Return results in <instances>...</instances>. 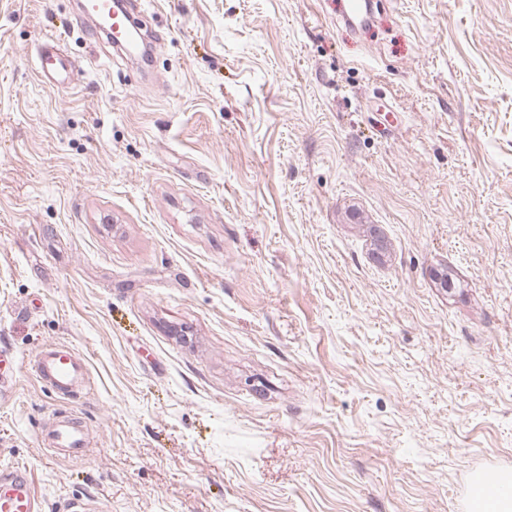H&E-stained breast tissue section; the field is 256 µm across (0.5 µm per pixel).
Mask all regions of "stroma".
I'll return each mask as SVG.
<instances>
[{"label": "stroma", "mask_w": 512, "mask_h": 512, "mask_svg": "<svg viewBox=\"0 0 512 512\" xmlns=\"http://www.w3.org/2000/svg\"><path fill=\"white\" fill-rule=\"evenodd\" d=\"M372 2L143 0V70L0 0V467L44 512H466L512 470V0ZM58 342L83 398L26 366ZM56 40L45 39L37 55V72L41 81L50 88L59 87L68 75L69 61L59 52ZM42 443L57 456L84 457L90 452L85 426L72 415H60L53 426L43 435Z\"/></svg>", "instance_id": "stroma-1"}]
</instances>
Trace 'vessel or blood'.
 I'll return each mask as SVG.
<instances>
[{
  "instance_id": "1",
  "label": "vessel or blood",
  "mask_w": 512,
  "mask_h": 512,
  "mask_svg": "<svg viewBox=\"0 0 512 512\" xmlns=\"http://www.w3.org/2000/svg\"><path fill=\"white\" fill-rule=\"evenodd\" d=\"M86 12L97 15L98 27L108 43L120 44L125 54L135 55L141 49L135 38L136 24L126 0H84ZM69 61L54 38L45 39L37 55V72L42 82L55 88L68 75ZM36 377L55 394L76 397L90 387L89 368L85 358L72 346L52 343L36 351L30 359ZM42 443L59 456L80 458L88 455L90 442L82 421L71 415L57 417L43 435ZM0 512H43L26 468H0Z\"/></svg>"
}]
</instances>
